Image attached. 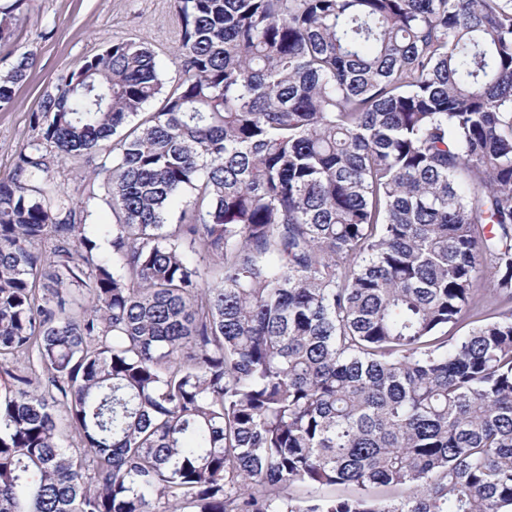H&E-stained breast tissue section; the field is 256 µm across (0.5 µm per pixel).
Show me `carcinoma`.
Wrapping results in <instances>:
<instances>
[{
	"label": "carcinoma",
	"mask_w": 512,
	"mask_h": 512,
	"mask_svg": "<svg viewBox=\"0 0 512 512\" xmlns=\"http://www.w3.org/2000/svg\"><path fill=\"white\" fill-rule=\"evenodd\" d=\"M173 5L0 178V512H512V0ZM95 162H98L97 158L88 159L87 157L59 161L56 163L58 184L74 192Z\"/></svg>",
	"instance_id": "cac0c4a2"
}]
</instances>
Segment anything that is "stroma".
Listing matches in <instances>:
<instances>
[{
    "label": "stroma",
    "instance_id": "1",
    "mask_svg": "<svg viewBox=\"0 0 512 512\" xmlns=\"http://www.w3.org/2000/svg\"><path fill=\"white\" fill-rule=\"evenodd\" d=\"M115 39L152 47L166 85L176 83L179 22L173 0H25L12 38L0 44V72L29 51L36 64L16 86L12 106L0 109V178L8 175L16 153L35 135L29 114L44 89Z\"/></svg>",
    "mask_w": 512,
    "mask_h": 512
}]
</instances>
